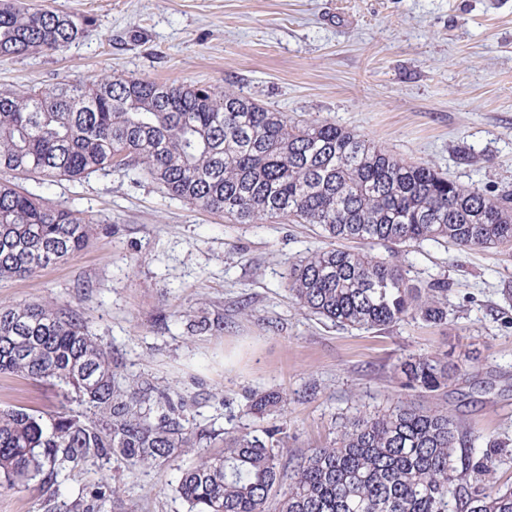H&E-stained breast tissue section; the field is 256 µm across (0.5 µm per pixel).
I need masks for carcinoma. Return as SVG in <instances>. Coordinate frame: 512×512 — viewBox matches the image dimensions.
Segmentation results:
<instances>
[{
  "label": "carcinoma",
  "instance_id": "cac0c4a2",
  "mask_svg": "<svg viewBox=\"0 0 512 512\" xmlns=\"http://www.w3.org/2000/svg\"><path fill=\"white\" fill-rule=\"evenodd\" d=\"M87 21L0 0V58L58 52ZM133 172L171 199L235 224L282 221L320 228L325 247L289 263L288 293L337 326L382 329L408 319L448 321V282L422 288L365 246L443 241L459 249L512 245V194L488 196L406 162L327 120L296 123L232 91L111 76L82 84L0 88V174L79 181ZM90 221L0 177V279L26 278L80 251ZM478 362L412 354L385 410L355 414L325 447L288 453V435L227 432L218 454H198L176 486L190 512H512V487L493 483L483 435L422 399ZM46 380L85 409L49 418L0 408V488L117 456L153 465L211 435L183 423L188 401L148 379L125 386L92 326L53 301L0 307V374ZM287 397L254 394L251 410ZM103 485L78 512H105Z\"/></svg>",
  "mask_w": 512,
  "mask_h": 512
}]
</instances>
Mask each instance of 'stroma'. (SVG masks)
<instances>
[{
  "mask_svg": "<svg viewBox=\"0 0 512 512\" xmlns=\"http://www.w3.org/2000/svg\"><path fill=\"white\" fill-rule=\"evenodd\" d=\"M88 19L60 52L0 59V87L110 75L198 82L296 120L325 119L409 162L493 196L512 192V0H26ZM21 187L93 221L68 261L0 281V306L56 299L89 321L123 379L152 378L190 400V426L214 433L284 428L295 451L333 439L343 417L387 404L411 352H449L480 368L437 401L501 442L512 484V249L425 243L400 253L410 279L449 283L448 320L346 330L301 314L289 261L320 247L308 224H232L134 175ZM207 317L191 327L182 312ZM281 391L257 416L254 392ZM66 400L45 381L0 375V405L39 414ZM189 457L128 469L113 457L56 482L0 493V512H70L101 485L107 512H187L175 487Z\"/></svg>",
  "mask_w": 512,
  "mask_h": 512,
  "instance_id": "obj_1",
  "label": "stroma"
}]
</instances>
